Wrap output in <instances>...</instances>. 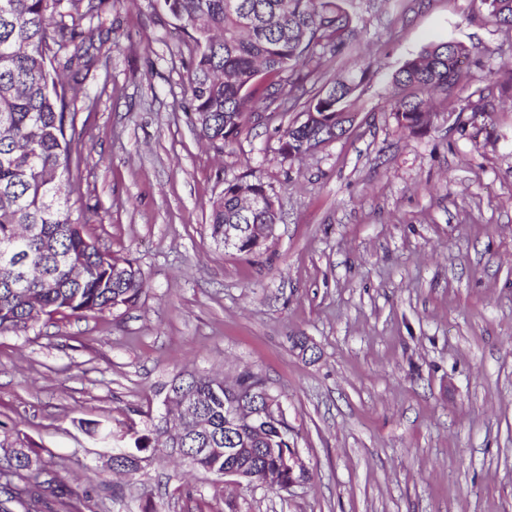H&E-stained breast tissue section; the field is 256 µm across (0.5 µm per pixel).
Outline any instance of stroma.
I'll list each match as a JSON object with an SVG mask.
<instances>
[{"label":"stroma","instance_id":"stroma-1","mask_svg":"<svg viewBox=\"0 0 512 512\" xmlns=\"http://www.w3.org/2000/svg\"><path fill=\"white\" fill-rule=\"evenodd\" d=\"M350 10L355 44L219 153L189 119L194 53L172 16L112 0L91 20L74 217L146 288L130 309L0 335V441L39 456L51 512H512V31L484 0ZM448 41L471 50L468 77L434 99L427 134L401 131L394 73ZM358 73L349 131L284 157L309 91ZM250 172L281 220L247 257L207 223ZM247 368L283 403L304 483L232 490L164 453L113 476L104 435L145 432L162 384Z\"/></svg>","mask_w":512,"mask_h":512}]
</instances>
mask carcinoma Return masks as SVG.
Segmentation results:
<instances>
[{
    "label": "carcinoma",
    "instance_id": "cac0c4a2",
    "mask_svg": "<svg viewBox=\"0 0 512 512\" xmlns=\"http://www.w3.org/2000/svg\"><path fill=\"white\" fill-rule=\"evenodd\" d=\"M107 0H0V335L33 329L32 312L46 318L83 316L137 304L145 289L140 270L130 260L101 251L72 218L71 156L79 138L78 113L71 109L79 90L63 87L66 77L89 69L92 57L80 52L91 40L66 18L85 6L83 16L101 13ZM193 41L189 75L190 112L201 139L218 150L241 133L255 102L251 88L258 77L268 81L262 98L266 120L284 111L286 86H299L315 73L318 59L348 46L354 17L343 0H158ZM491 21L512 29V0H484ZM470 50L442 42L426 47L394 74L391 112L397 126L412 134L433 125L431 98L448 94L463 79L462 59ZM356 78L323 85L306 102V116L281 135L288 158L307 153L312 140L323 144L342 137L352 125ZM261 197L262 179L243 175L224 185L211 203L210 237L224 244V228L242 223L241 192ZM275 205L254 209L251 224H267L275 233ZM264 245L241 234L235 252L260 254ZM263 390L265 379L250 370L235 384L206 375L174 377L161 388L168 408L194 404L198 416L178 415L171 424L162 416L143 434L131 436L116 469L128 474L139 461L169 450L193 467L224 474L235 470L247 486L285 489L307 474L292 472L283 455L292 454L294 438L288 418L261 430L264 440L251 442V428L241 425V443L226 460L212 452L224 447L225 407L248 402ZM0 478L35 474L41 459L24 439L15 438L13 456L5 458Z\"/></svg>",
    "mask_w": 512,
    "mask_h": 512
}]
</instances>
